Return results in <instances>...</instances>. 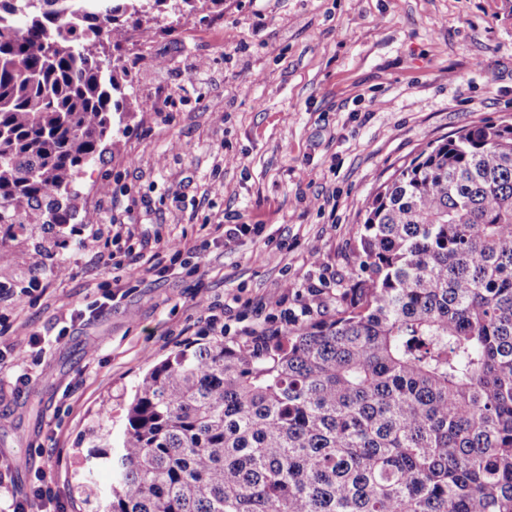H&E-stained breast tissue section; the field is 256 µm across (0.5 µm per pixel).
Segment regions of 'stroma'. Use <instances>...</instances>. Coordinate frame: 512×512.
<instances>
[{
    "label": "stroma",
    "mask_w": 512,
    "mask_h": 512,
    "mask_svg": "<svg viewBox=\"0 0 512 512\" xmlns=\"http://www.w3.org/2000/svg\"><path fill=\"white\" fill-rule=\"evenodd\" d=\"M150 25L112 50L126 110L80 180L78 215L106 223L28 224L0 247V324L69 329L29 349L25 387L0 337V512L40 479L90 512L77 479L111 481L85 456L90 426L108 407L122 429L149 365L196 341L199 299L228 343L333 316L377 189L427 144L512 123V0H224ZM198 64L207 81H190ZM227 213L256 232L216 242ZM107 291L111 308L70 324Z\"/></svg>",
    "instance_id": "obj_1"
}]
</instances>
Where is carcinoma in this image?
I'll list each match as a JSON object with an SVG mask.
<instances>
[{
  "label": "carcinoma",
  "instance_id": "1",
  "mask_svg": "<svg viewBox=\"0 0 512 512\" xmlns=\"http://www.w3.org/2000/svg\"><path fill=\"white\" fill-rule=\"evenodd\" d=\"M224 0H0V247L70 224L124 109L125 15ZM340 308L138 383L100 512H512V124L428 144L368 202Z\"/></svg>",
  "mask_w": 512,
  "mask_h": 512
}]
</instances>
